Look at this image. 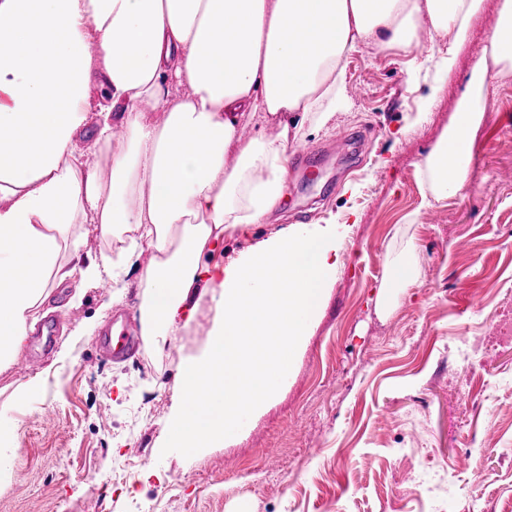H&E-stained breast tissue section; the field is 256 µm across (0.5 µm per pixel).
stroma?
<instances>
[{
  "label": "stroma",
  "mask_w": 512,
  "mask_h": 512,
  "mask_svg": "<svg viewBox=\"0 0 512 512\" xmlns=\"http://www.w3.org/2000/svg\"><path fill=\"white\" fill-rule=\"evenodd\" d=\"M500 4L483 0L442 75L395 48L348 53L342 108L289 148L318 149L313 182L289 169L268 223L225 236L234 257L288 224L348 227L286 384L224 447L160 445L178 366L208 341L207 310L164 349L147 341L111 362L101 338L118 322L138 330V288L107 276L55 288L43 307L59 321L55 345L27 337L0 374L12 472L0 512H512V73L487 101L465 188L430 201L418 172ZM409 245L419 281L381 309L389 264ZM82 323L90 334L76 335ZM460 337L476 346L471 362L452 349ZM33 378L40 388L14 401Z\"/></svg>",
  "instance_id": "obj_1"
}]
</instances>
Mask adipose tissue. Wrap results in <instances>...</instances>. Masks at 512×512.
I'll use <instances>...</instances> for the list:
<instances>
[{
	"instance_id": "adipose-tissue-1",
	"label": "adipose tissue",
	"mask_w": 512,
	"mask_h": 512,
	"mask_svg": "<svg viewBox=\"0 0 512 512\" xmlns=\"http://www.w3.org/2000/svg\"><path fill=\"white\" fill-rule=\"evenodd\" d=\"M480 6L0 0V373L56 285L131 274L148 338L179 335L202 303L215 311L206 346L176 378L165 445L195 452L233 439L285 383L325 306L347 227L293 224L227 261L203 255L225 234L267 222L285 190L289 145L336 116L345 54L361 44L415 54L422 26L456 49ZM511 71L512 0H501L455 119L420 167L435 200L468 182L488 96ZM172 84L180 96H170ZM96 88L106 98L93 125ZM272 120L277 137L237 134L242 122ZM90 152L106 170L88 168ZM88 224L118 248L81 264L73 252Z\"/></svg>"
}]
</instances>
